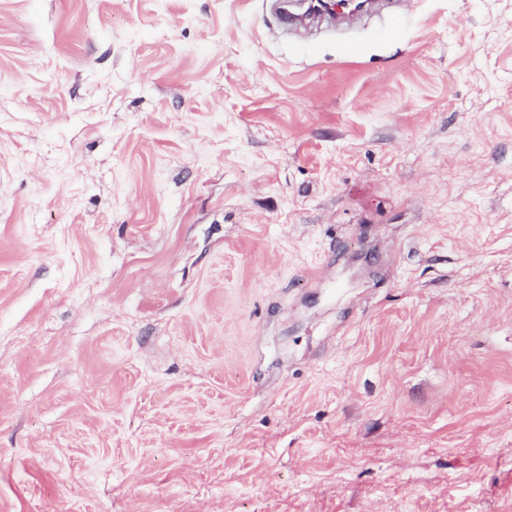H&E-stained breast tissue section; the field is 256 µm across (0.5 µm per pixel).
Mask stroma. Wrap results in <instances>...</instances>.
Segmentation results:
<instances>
[{
  "mask_svg": "<svg viewBox=\"0 0 512 512\" xmlns=\"http://www.w3.org/2000/svg\"><path fill=\"white\" fill-rule=\"evenodd\" d=\"M0 512H512V0H0ZM306 8L302 13H296L290 9L282 8V22L285 26L292 27L304 20L310 19H323L326 16L334 17L335 15L344 13L352 6V1H333V0H321V1H307L305 0Z\"/></svg>",
  "mask_w": 512,
  "mask_h": 512,
  "instance_id": "obj_1",
  "label": "stroma"
}]
</instances>
